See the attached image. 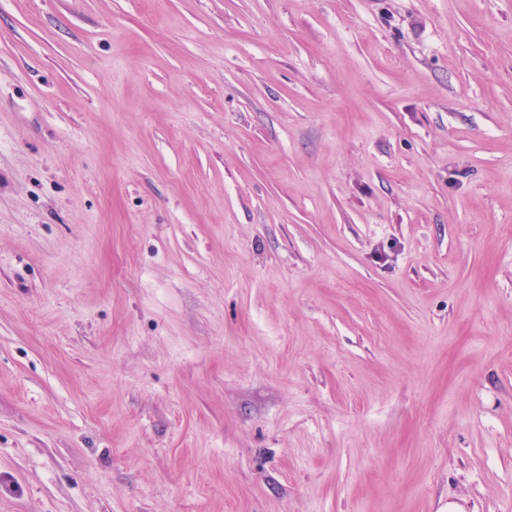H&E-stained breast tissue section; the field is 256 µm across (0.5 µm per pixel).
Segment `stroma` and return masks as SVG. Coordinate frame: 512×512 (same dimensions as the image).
<instances>
[{
  "instance_id": "1",
  "label": "stroma",
  "mask_w": 512,
  "mask_h": 512,
  "mask_svg": "<svg viewBox=\"0 0 512 512\" xmlns=\"http://www.w3.org/2000/svg\"><path fill=\"white\" fill-rule=\"evenodd\" d=\"M512 512V0H0V512Z\"/></svg>"
}]
</instances>
